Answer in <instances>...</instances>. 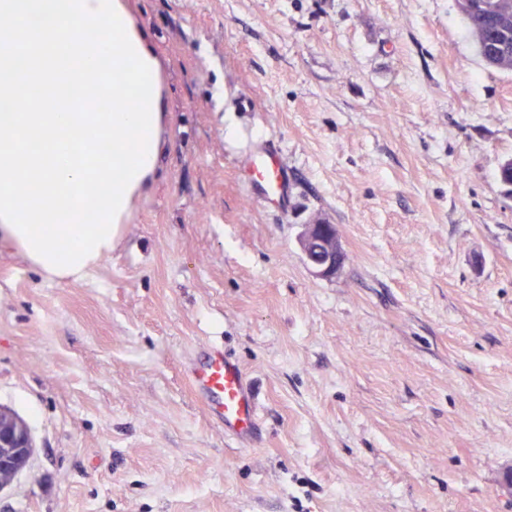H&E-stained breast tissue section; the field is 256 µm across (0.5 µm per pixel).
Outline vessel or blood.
Here are the masks:
<instances>
[{
  "label": "vessel or blood",
  "instance_id": "b4317fda",
  "mask_svg": "<svg viewBox=\"0 0 512 512\" xmlns=\"http://www.w3.org/2000/svg\"><path fill=\"white\" fill-rule=\"evenodd\" d=\"M240 181L253 203L282 205L288 197V172L267 146H252ZM195 391L203 397L224 433L248 444L257 432V396L240 365L216 347L204 350L189 368Z\"/></svg>",
  "mask_w": 512,
  "mask_h": 512
}]
</instances>
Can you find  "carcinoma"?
I'll list each match as a JSON object with an SVG mask.
<instances>
[{"mask_svg": "<svg viewBox=\"0 0 512 512\" xmlns=\"http://www.w3.org/2000/svg\"><path fill=\"white\" fill-rule=\"evenodd\" d=\"M465 25L487 64L512 70V0H457Z\"/></svg>", "mask_w": 512, "mask_h": 512, "instance_id": "obj_1", "label": "carcinoma"}]
</instances>
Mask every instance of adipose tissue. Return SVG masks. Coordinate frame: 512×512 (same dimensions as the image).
Here are the masks:
<instances>
[{
    "instance_id": "1",
    "label": "adipose tissue",
    "mask_w": 512,
    "mask_h": 512,
    "mask_svg": "<svg viewBox=\"0 0 512 512\" xmlns=\"http://www.w3.org/2000/svg\"><path fill=\"white\" fill-rule=\"evenodd\" d=\"M93 32L74 45V30ZM161 64L124 0H0V240L48 278L82 280L157 173ZM130 85L134 108L92 112L69 90ZM105 153L91 150L92 140Z\"/></svg>"
}]
</instances>
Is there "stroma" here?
Instances as JSON below:
<instances>
[{
  "mask_svg": "<svg viewBox=\"0 0 512 512\" xmlns=\"http://www.w3.org/2000/svg\"><path fill=\"white\" fill-rule=\"evenodd\" d=\"M125 4L160 166L83 280L0 242V407L35 444L0 512H512V72L456 0ZM261 138L279 207L240 185ZM317 219L330 278L298 245ZM208 345L257 394L256 446L190 388ZM333 227V224L323 222L306 224L305 230L299 238V244L307 262L320 277L335 276L341 264V259L336 251V231ZM316 238L319 241L328 242L324 244L325 250H317V253H314L308 245Z\"/></svg>",
  "mask_w": 512,
  "mask_h": 512,
  "instance_id": "35a3bbf8",
  "label": "stroma"
}]
</instances>
